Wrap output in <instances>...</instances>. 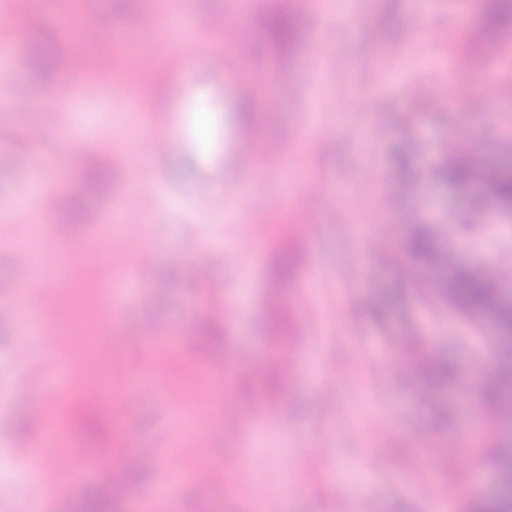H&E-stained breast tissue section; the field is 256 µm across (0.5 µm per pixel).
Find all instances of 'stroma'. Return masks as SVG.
I'll use <instances>...</instances> for the list:
<instances>
[{
  "mask_svg": "<svg viewBox=\"0 0 512 512\" xmlns=\"http://www.w3.org/2000/svg\"><path fill=\"white\" fill-rule=\"evenodd\" d=\"M190 25L217 13L253 46L241 60L231 43L210 34V55L188 78L170 74L138 89L134 103L114 98L112 81L92 73L86 90L62 110L54 103L60 73H36L28 38L51 32L43 0L0 25V81L26 85L15 104L0 93V299L15 312L0 317V512H74L103 488L113 471L135 470L124 483L121 512H148L166 493L161 512H427V496H444L453 512L496 489L493 449L512 446L491 407L471 386L497 376L500 357L490 323L476 322L409 275L408 242L415 226L437 231L457 263H506L512 215L491 208L481 233L462 231L474 187L437 173L443 143L456 136L479 163H506L500 141L512 139V98L489 105V84H512V27L475 48L474 68L456 56L469 28L483 18V0H352L339 11L309 0H178ZM159 0H84L83 15L99 26L123 24L131 9ZM279 7L298 14L302 37L287 58L271 55L257 19ZM334 26L329 47L311 46L317 24ZM442 90L436 107L406 112L416 90ZM279 114L269 120V99ZM38 141H30V131ZM168 145L159 150L157 139ZM264 152L265 168H246L242 153ZM52 159L46 180L80 196L78 172L109 158L107 190L90 207L142 211L123 236L148 246L152 281L132 291L128 306L90 292L98 322L94 352L110 372V394L79 407L98 423L89 436L50 435L61 396L47 370L59 358L78 370L80 336L58 344L71 320L69 300L56 299L63 266L90 261L104 279L131 278L133 262L101 242L97 224H74L55 206L28 204L36 179L20 155ZM146 165H139V158ZM242 187L254 202L283 207L258 234L233 202L214 210L202 192L222 183ZM369 227L366 235L357 226ZM203 245L209 281L185 275L186 240ZM297 254L288 283V328L275 333L270 302L274 262L283 247ZM41 255L31 284L45 303L42 334L31 341L22 294L15 288L19 249ZM234 302L225 314L226 302ZM213 322L219 340L198 336ZM223 360L224 369L214 366ZM447 365V379L433 375ZM180 384L181 395L167 394ZM124 392L128 416L112 414ZM279 403L286 425L257 424L259 402ZM232 408L241 426L210 434L206 425ZM97 470L82 474L86 456ZM208 458L202 480L163 489L169 470ZM40 465L43 480L24 474Z\"/></svg>",
  "mask_w": 512,
  "mask_h": 512,
  "instance_id": "stroma-1",
  "label": "stroma"
}]
</instances>
